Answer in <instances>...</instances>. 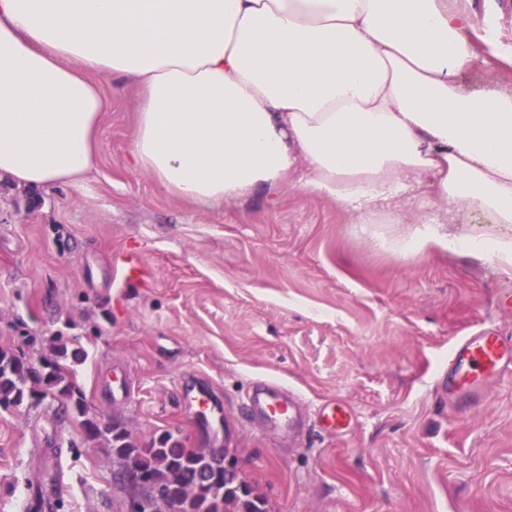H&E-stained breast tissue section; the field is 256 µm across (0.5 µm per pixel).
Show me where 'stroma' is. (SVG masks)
<instances>
[{"label": "stroma", "mask_w": 512, "mask_h": 512, "mask_svg": "<svg viewBox=\"0 0 512 512\" xmlns=\"http://www.w3.org/2000/svg\"><path fill=\"white\" fill-rule=\"evenodd\" d=\"M450 5L471 21L460 82L511 93L512 0ZM99 82L107 103L82 181L0 177V348L78 341L91 416L142 443L169 433L230 450L269 512H512V378L475 404L443 388L460 337H512V274L438 248L399 256L401 225L350 223L293 183L273 201H182L129 162L135 86ZM126 252L146 283L123 282ZM116 366L131 396H113ZM189 374L223 398L222 429L195 423L179 392ZM263 378L301 395L296 442L246 419L242 394ZM330 398L353 412L344 435L314 425ZM40 492L55 512H127L101 445L57 400L0 408V512H38Z\"/></svg>", "instance_id": "1"}]
</instances>
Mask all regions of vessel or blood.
<instances>
[{"instance_id": "obj_1", "label": "vessel or blood", "mask_w": 512, "mask_h": 512, "mask_svg": "<svg viewBox=\"0 0 512 512\" xmlns=\"http://www.w3.org/2000/svg\"><path fill=\"white\" fill-rule=\"evenodd\" d=\"M512 376V340L490 330H479L456 342L448 356V390L470 400L480 399L488 379ZM180 393L197 421L209 426L222 420L224 403L201 382H181ZM244 409L283 433L303 429L302 403L297 392L276 380H257L248 387ZM320 427L328 434L345 432L351 413L342 403L329 401L318 412Z\"/></svg>"}]
</instances>
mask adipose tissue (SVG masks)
I'll list each match as a JSON object with an SVG mask.
<instances>
[{
	"mask_svg": "<svg viewBox=\"0 0 512 512\" xmlns=\"http://www.w3.org/2000/svg\"><path fill=\"white\" fill-rule=\"evenodd\" d=\"M469 18L448 0H0V174L29 188L96 162L98 76L134 79L133 165L189 203L297 175L362 224L397 201L512 227V94L466 91ZM399 254L512 272V236L418 215ZM458 224H453V228L461 235H496L500 233H508L509 229L491 224H479L485 222V217L476 211L462 212L456 216ZM465 221L467 224H461Z\"/></svg>",
	"mask_w": 512,
	"mask_h": 512,
	"instance_id": "obj_1",
	"label": "adipose tissue"
}]
</instances>
